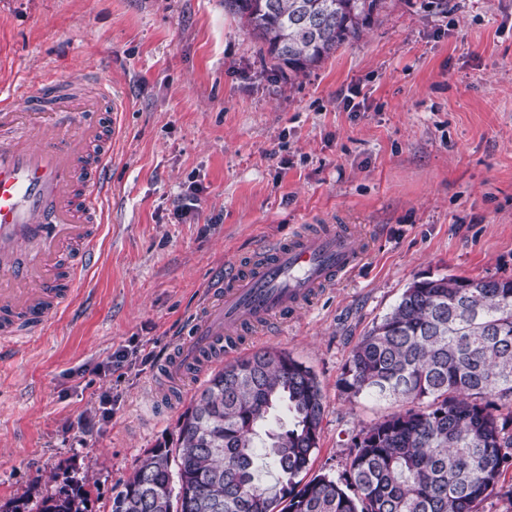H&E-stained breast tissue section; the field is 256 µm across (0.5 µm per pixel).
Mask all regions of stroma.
Segmentation results:
<instances>
[{
    "label": "stroma",
    "instance_id": "35a3bbf8",
    "mask_svg": "<svg viewBox=\"0 0 512 512\" xmlns=\"http://www.w3.org/2000/svg\"><path fill=\"white\" fill-rule=\"evenodd\" d=\"M103 76L119 106L92 268L70 307L0 355V504L37 512L71 480L92 512L177 438L200 380L156 369L245 255L314 224L358 226L361 263L248 352L290 353L326 401L311 474L395 404L337 383L425 273L512 278V0H391L295 82L224 0H0V80ZM197 185L194 217L174 215Z\"/></svg>",
    "mask_w": 512,
    "mask_h": 512
}]
</instances>
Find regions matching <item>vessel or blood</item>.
<instances>
[{"label": "vessel or blood", "instance_id": "b4317fda", "mask_svg": "<svg viewBox=\"0 0 512 512\" xmlns=\"http://www.w3.org/2000/svg\"><path fill=\"white\" fill-rule=\"evenodd\" d=\"M110 96L89 74L72 89L47 84L35 100L18 82L0 91L2 342L32 338L67 303L62 277L78 279L94 262L112 151L92 154L87 143L100 137L97 115ZM28 245L29 262L17 264L15 253ZM361 258L358 232L338 225L257 248L246 265L225 276L219 295L193 321L186 342L190 355L174 358L169 373L177 377L188 367H206L207 354L235 351L244 330L287 321Z\"/></svg>", "mask_w": 512, "mask_h": 512}]
</instances>
